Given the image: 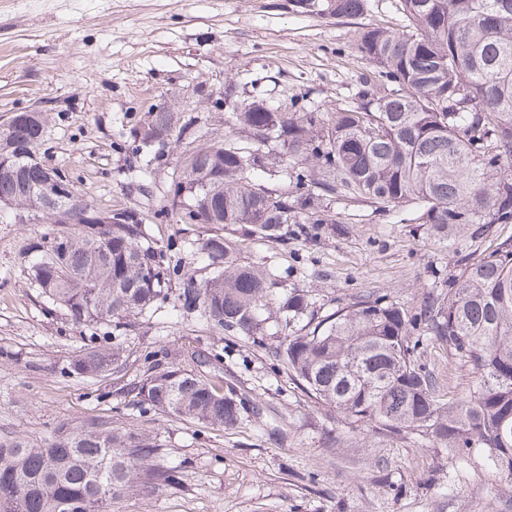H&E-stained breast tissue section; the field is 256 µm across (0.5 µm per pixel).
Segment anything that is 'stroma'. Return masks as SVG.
Listing matches in <instances>:
<instances>
[{"label": "stroma", "instance_id": "1", "mask_svg": "<svg viewBox=\"0 0 512 512\" xmlns=\"http://www.w3.org/2000/svg\"><path fill=\"white\" fill-rule=\"evenodd\" d=\"M365 3L363 14L336 20L297 12L289 0H0V125L21 109L44 112L41 162L64 172L92 205L136 212L161 245L201 238L202 225L162 214L178 145L160 158L151 148L134 157L117 145L116 130L147 123L164 103L195 118L199 134L223 136L230 81L247 102L285 106L305 88L320 110L354 105L369 69L351 49L358 31L403 23L398 0ZM323 205L334 223L317 241L231 238L242 262L276 269L279 291H307L325 312L365 292L419 310L462 257L512 239V224H496L486 238L450 244L367 202L333 196ZM47 230L0 223V346L18 354L0 363V435L41 444L60 424L93 419L148 433L162 450L159 464L178 478L148 496L125 495L112 512H512V490L483 468L456 472L443 449L351 428L302 392L273 361L271 345L215 332L197 314L136 316L120 330V370L61 375L94 330L48 309L27 276V246ZM159 349L187 370L191 352L219 354L207 378L252 397L261 418L225 429L139 413L132 389L148 372V352ZM421 359L442 400L475 382L445 347L425 345Z\"/></svg>", "mask_w": 512, "mask_h": 512}]
</instances>
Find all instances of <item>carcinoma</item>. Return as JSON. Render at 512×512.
<instances>
[{"label":"carcinoma","instance_id":"cac0c4a2","mask_svg":"<svg viewBox=\"0 0 512 512\" xmlns=\"http://www.w3.org/2000/svg\"><path fill=\"white\" fill-rule=\"evenodd\" d=\"M295 10L356 17L364 0H291ZM397 29L367 25L355 49L371 65L355 106L322 112L309 91L290 107L242 102L224 87L228 130L196 148L167 186L182 224L209 226L193 253L212 269L198 279L181 261L182 242L161 247L130 210L84 218L89 203L73 182L53 205L41 194L47 169L37 158L45 127L40 112H16L0 131V205L26 206L53 228L31 246L27 274L45 301L78 326L119 327L164 304L179 317L200 313L220 332L265 338L272 313L287 333L271 355L304 392L336 409L347 424L375 433L426 439L448 449L460 470L478 463L512 484V240L465 258L448 287L414 313L396 302L361 296L318 315L303 290L276 295L278 275L240 261L224 228L286 241L289 225L309 240L335 219L325 195L371 203L381 214L413 207L417 224L442 240L480 239L490 224H512V0H399ZM193 120L153 112L121 134L133 154ZM275 165L288 185L253 179ZM185 191V197L176 198ZM192 197V202L185 201ZM301 327H296V324ZM446 346L477 382L445 404L421 362L420 344ZM73 358L67 376L100 377L125 363L117 336ZM144 414L160 411L217 427L257 419L259 405L231 386L171 365L151 369L136 387ZM161 449L147 435L92 420L60 425L50 443L0 438V512H112L129 492L151 494L175 480L154 464Z\"/></svg>","mask_w":512,"mask_h":512}]
</instances>
